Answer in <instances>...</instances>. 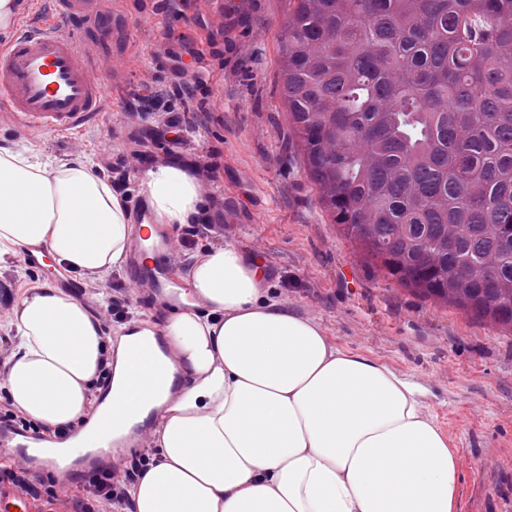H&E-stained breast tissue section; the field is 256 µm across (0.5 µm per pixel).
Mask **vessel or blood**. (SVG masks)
I'll list each match as a JSON object with an SVG mask.
<instances>
[{
  "instance_id": "1",
  "label": "vessel or blood",
  "mask_w": 512,
  "mask_h": 512,
  "mask_svg": "<svg viewBox=\"0 0 512 512\" xmlns=\"http://www.w3.org/2000/svg\"><path fill=\"white\" fill-rule=\"evenodd\" d=\"M51 19L22 28L13 44L0 50V120L15 128L71 136L103 110L107 86L85 52L93 38L112 37V18L101 0H53ZM175 241L164 230L135 233L126 249L125 266L143 297L159 311L175 306ZM166 408L149 409L146 418L110 432L107 421L91 420L88 432H75L46 445L43 435L18 423L0 422V461L21 462L50 476L56 486L71 487L82 475L114 467L128 449L144 447L164 420ZM110 433L108 450L91 447L92 436ZM0 512H34L32 499L0 483Z\"/></svg>"
}]
</instances>
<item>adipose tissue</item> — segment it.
<instances>
[{
    "mask_svg": "<svg viewBox=\"0 0 512 512\" xmlns=\"http://www.w3.org/2000/svg\"><path fill=\"white\" fill-rule=\"evenodd\" d=\"M139 183L153 224L192 223L206 205L179 162ZM132 211L89 160L59 169L0 147V256L40 246L69 272L107 270L125 257ZM186 284L206 313L189 303L166 319L170 361L153 331L124 335L103 411L124 428L165 401L172 373L187 382L129 490L133 512H454L460 459L416 384L273 301L264 264L235 244L197 253ZM14 325V406L49 428L78 423L106 350L98 323L47 284L18 299Z\"/></svg>",
    "mask_w": 512,
    "mask_h": 512,
    "instance_id": "obj_1",
    "label": "adipose tissue"
}]
</instances>
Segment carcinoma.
Masks as SVG:
<instances>
[{
    "label": "carcinoma",
    "mask_w": 512,
    "mask_h": 512,
    "mask_svg": "<svg viewBox=\"0 0 512 512\" xmlns=\"http://www.w3.org/2000/svg\"><path fill=\"white\" fill-rule=\"evenodd\" d=\"M282 97L348 237L512 328V0H285Z\"/></svg>",
    "instance_id": "carcinoma-1"
}]
</instances>
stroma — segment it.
I'll use <instances>...</instances> for the list:
<instances>
[{"label":"stroma","mask_w":512,"mask_h":512,"mask_svg":"<svg viewBox=\"0 0 512 512\" xmlns=\"http://www.w3.org/2000/svg\"><path fill=\"white\" fill-rule=\"evenodd\" d=\"M117 20L118 39L94 45L100 72L112 80V108L72 139L0 125V146L29 149L65 168L104 150L122 156L138 177V153L166 151L172 160L214 166V189L224 195L215 246L237 244L262 260L270 296L313 319L334 344L363 352L420 386L423 402L462 460L455 512H512V330L452 305L421 297L387 276L380 262L332 223L288 135L278 83V36L287 20L284 0H184L180 13L159 0H103ZM200 50L220 98L173 93L168 50ZM161 94L172 118L187 108L206 112L189 134L190 148L158 140L153 126L127 119ZM130 288L124 270L99 273L81 303L105 336L118 323L106 309L113 286ZM11 484L28 493L37 512H108L109 502L87 481L66 490L24 465Z\"/></svg>","instance_id":"1"}]
</instances>
